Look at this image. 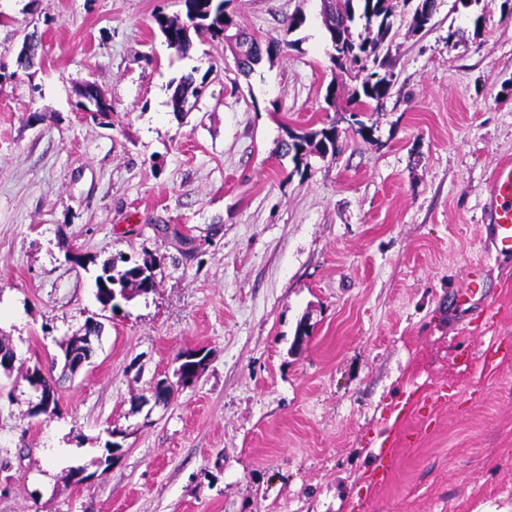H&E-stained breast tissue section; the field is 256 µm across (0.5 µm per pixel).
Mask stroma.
<instances>
[{
	"mask_svg": "<svg viewBox=\"0 0 512 512\" xmlns=\"http://www.w3.org/2000/svg\"><path fill=\"white\" fill-rule=\"evenodd\" d=\"M182 10L0 0V512H512V253L483 222L512 158V0H437L420 33L396 11L364 133L341 120L361 80L332 63L323 0H228L283 45L247 76L227 40L168 46L153 16ZM190 71L206 89L173 112ZM88 86L108 125L83 114ZM329 124L336 155L282 153L287 129ZM121 254L154 259L157 286L106 311L95 278ZM92 318L90 364L65 371L60 343ZM188 350L205 365L182 386ZM33 365L55 415L30 414ZM27 381L32 385L37 382L41 389L40 400L33 407V411L30 413L31 416L55 414L58 408V398L56 383L53 379L46 374L42 367L34 365L32 372L27 375Z\"/></svg>",
	"mask_w": 512,
	"mask_h": 512,
	"instance_id": "35a3bbf8",
	"label": "stroma"
}]
</instances>
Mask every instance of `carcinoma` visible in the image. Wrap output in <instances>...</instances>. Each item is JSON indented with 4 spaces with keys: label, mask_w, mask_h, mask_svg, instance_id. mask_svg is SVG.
<instances>
[{
    "label": "carcinoma",
    "mask_w": 512,
    "mask_h": 512,
    "mask_svg": "<svg viewBox=\"0 0 512 512\" xmlns=\"http://www.w3.org/2000/svg\"><path fill=\"white\" fill-rule=\"evenodd\" d=\"M228 0H182L184 11L169 16L163 12L155 15L154 21L164 35L169 46L182 54H187L192 47V35L208 34L212 38H235L239 53L236 63L240 73L247 75L254 70L263 56L269 57L281 51V44L269 42L262 44L248 33L237 30L228 34L232 19L227 15L224 5ZM403 5L415 3L411 17L414 30H424L431 23L436 12V0H402ZM393 6L391 0H329V9L325 17L327 31H336L343 47L337 51L332 63L339 74L352 71L367 72L360 87L349 96L348 110L363 113L371 106H380L389 95L391 83L387 76L380 73L384 68L381 51L386 40L392 36ZM205 89V82H196L193 73L180 77L171 98L173 111L182 110L186 96L197 98ZM287 141L283 142L286 152L293 153V160L300 164L309 152L320 155L336 154L337 135L335 126L297 133L286 131ZM155 265L145 261L141 264H128L123 256L112 258L103 263L96 283L97 299L103 309L115 310L113 301L116 296L128 297L131 292L147 294L155 287ZM180 365L177 370L179 380L187 385L197 377L195 366L202 363L198 351H186L179 355ZM27 381L38 383L41 389L40 400L33 407L30 416L53 415L58 408L57 387L53 379L42 367L35 365L27 375Z\"/></svg>",
    "instance_id": "carcinoma-1"
}]
</instances>
